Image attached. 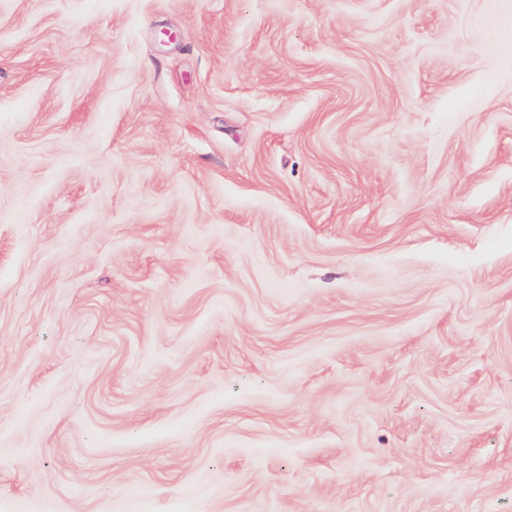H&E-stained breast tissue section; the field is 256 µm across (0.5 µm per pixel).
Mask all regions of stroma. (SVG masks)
<instances>
[{"instance_id": "stroma-1", "label": "stroma", "mask_w": 512, "mask_h": 512, "mask_svg": "<svg viewBox=\"0 0 512 512\" xmlns=\"http://www.w3.org/2000/svg\"><path fill=\"white\" fill-rule=\"evenodd\" d=\"M0 512H512V0H0Z\"/></svg>"}]
</instances>
